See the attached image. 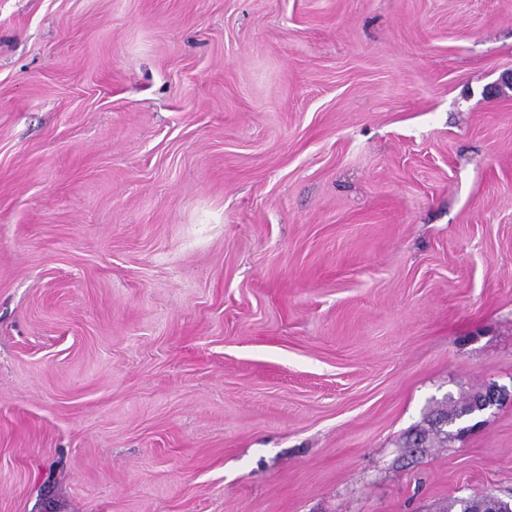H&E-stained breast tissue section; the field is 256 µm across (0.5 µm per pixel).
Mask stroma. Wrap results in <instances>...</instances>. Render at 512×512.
<instances>
[{"instance_id":"1","label":"stroma","mask_w":512,"mask_h":512,"mask_svg":"<svg viewBox=\"0 0 512 512\" xmlns=\"http://www.w3.org/2000/svg\"><path fill=\"white\" fill-rule=\"evenodd\" d=\"M511 72L512 0H0V512L512 498Z\"/></svg>"}]
</instances>
